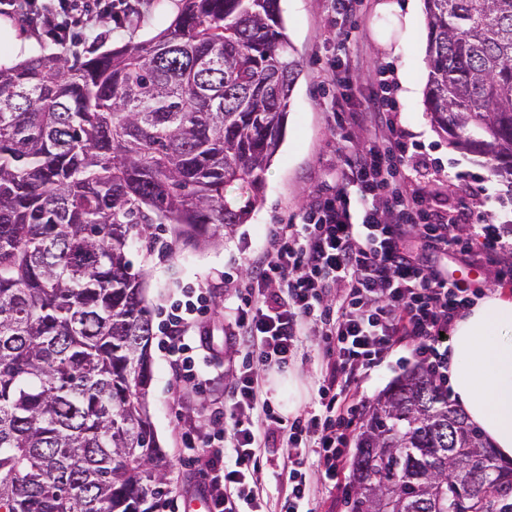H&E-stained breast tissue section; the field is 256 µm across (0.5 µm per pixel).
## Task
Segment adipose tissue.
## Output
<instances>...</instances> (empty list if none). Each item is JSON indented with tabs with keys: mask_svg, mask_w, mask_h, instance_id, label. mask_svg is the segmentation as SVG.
I'll return each mask as SVG.
<instances>
[{
	"mask_svg": "<svg viewBox=\"0 0 512 512\" xmlns=\"http://www.w3.org/2000/svg\"><path fill=\"white\" fill-rule=\"evenodd\" d=\"M448 378L459 408L512 460V297H486L456 321Z\"/></svg>",
	"mask_w": 512,
	"mask_h": 512,
	"instance_id": "obj_1",
	"label": "adipose tissue"
}]
</instances>
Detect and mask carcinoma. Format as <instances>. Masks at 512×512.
<instances>
[{"label":"carcinoma","instance_id":"obj_1","mask_svg":"<svg viewBox=\"0 0 512 512\" xmlns=\"http://www.w3.org/2000/svg\"><path fill=\"white\" fill-rule=\"evenodd\" d=\"M167 28L0 68V512H159L153 325L127 253L261 203L300 74L281 0H180ZM426 108L512 176V0H424ZM350 512H512V466L426 374L368 411Z\"/></svg>","mask_w":512,"mask_h":512}]
</instances>
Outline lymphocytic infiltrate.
Wrapping results in <instances>:
<instances>
[{
	"mask_svg": "<svg viewBox=\"0 0 512 512\" xmlns=\"http://www.w3.org/2000/svg\"><path fill=\"white\" fill-rule=\"evenodd\" d=\"M7 4L60 43L99 7L98 0ZM368 104L364 113L330 101L339 128L373 121V141L347 150L335 187L303 207L297 222L267 225L261 244L238 264L235 294L224 307V342L236 348L238 367L225 371L209 331L196 324L210 309L208 287L183 289L162 311L160 347L181 381L213 397L208 431L187 422L181 435L186 462L204 465L201 489L212 512H264L250 477L262 468L265 448L283 451L288 493L280 512H317L309 476L340 482L363 413L362 404L346 402L352 386L403 341L409 362L438 385L448 383L443 333L472 305L475 291L449 278L436 257L512 247L493 212L476 207L485 185L449 209L430 182L401 190L420 147L397 123L387 80H379ZM315 329L335 358L333 368L318 385L315 409L287 420L261 397L259 378L266 368H287Z\"/></svg>",
	"mask_w": 512,
	"mask_h": 512,
	"instance_id": "lymphocytic-infiltrate-1",
	"label": "lymphocytic infiltrate"
}]
</instances>
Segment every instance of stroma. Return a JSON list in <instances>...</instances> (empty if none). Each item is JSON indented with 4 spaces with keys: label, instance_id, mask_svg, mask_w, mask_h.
Returning a JSON list of instances; mask_svg holds the SVG:
<instances>
[{
    "label": "stroma",
    "instance_id": "obj_1",
    "mask_svg": "<svg viewBox=\"0 0 512 512\" xmlns=\"http://www.w3.org/2000/svg\"><path fill=\"white\" fill-rule=\"evenodd\" d=\"M406 2L367 0L365 10L354 17L350 29L363 64L351 82L341 83L327 72L328 61L336 53V35L328 22L326 0H281L287 34L301 73L290 99L283 142L265 173L263 203L247 223L225 228L216 246L176 242L169 224L153 225L152 231L161 241L175 242L176 250L170 256L149 253L146 241L134 242L129 258L134 270L144 276L151 313H158L183 287L223 277L236 257L258 246L266 225L293 215L313 194L334 185L343 166L345 147L365 146L371 133L356 128L340 134L327 107L331 98L343 94L360 101L371 90L378 70L387 67L392 69L395 81L410 80L425 86L427 20L421 16L412 27H405ZM140 4L137 14L119 24L107 15L94 18L81 29L78 39L65 45L41 27L19 20L14 26L25 37L34 39L35 54L63 50L70 62L77 63L126 43L150 39L169 25L180 8L179 0H140ZM397 100L399 125L421 143L424 159L435 164L443 178L437 186L443 205L453 206L468 182L486 180L494 194L491 208L502 223V233L512 240V177L495 173L483 156L449 144L447 136L432 125L423 98L411 99L401 94ZM437 262L449 275L482 289L484 295L499 291L512 295V283L504 286L496 279L498 264L512 265V253L499 254L494 264L483 259L468 261L453 252L439 256ZM151 353L150 410L158 443L170 462L167 478L172 481L183 466L176 414L188 413L202 426L208 421L211 403L209 395L197 396L182 389L159 347H152ZM405 354L402 347L393 352L395 360ZM395 360L363 379L351 390V397L373 405L392 382L406 373ZM326 362L320 337H309L286 371L263 374L264 398L272 400L288 419L314 409L316 388ZM290 380L297 384L296 393L284 388L272 392L273 383L284 385Z\"/></svg>",
    "mask_w": 512,
    "mask_h": 512
}]
</instances>
